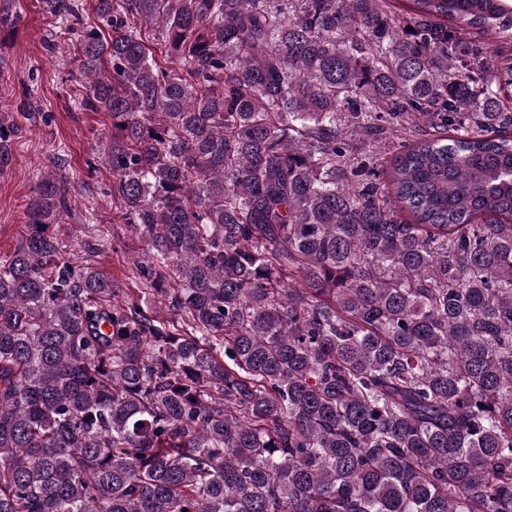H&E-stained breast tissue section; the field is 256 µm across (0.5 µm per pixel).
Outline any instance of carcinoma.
<instances>
[{
  "mask_svg": "<svg viewBox=\"0 0 512 512\" xmlns=\"http://www.w3.org/2000/svg\"><path fill=\"white\" fill-rule=\"evenodd\" d=\"M41 2L146 251L31 188L0 512H512V0Z\"/></svg>",
  "mask_w": 512,
  "mask_h": 512,
  "instance_id": "carcinoma-1",
  "label": "carcinoma"
}]
</instances>
